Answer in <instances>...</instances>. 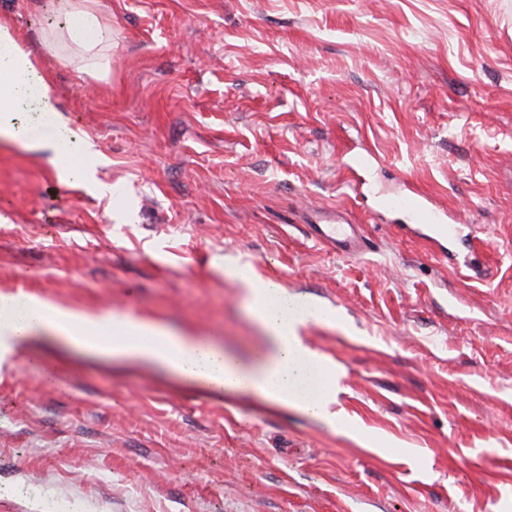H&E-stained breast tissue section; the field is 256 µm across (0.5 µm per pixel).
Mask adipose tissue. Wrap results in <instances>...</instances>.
I'll return each mask as SVG.
<instances>
[{
  "mask_svg": "<svg viewBox=\"0 0 512 512\" xmlns=\"http://www.w3.org/2000/svg\"><path fill=\"white\" fill-rule=\"evenodd\" d=\"M49 6L59 18L58 28L36 50L0 14V141L50 152L60 179L95 190L99 152L89 137L70 128L39 53L61 46L78 61L80 72L103 73L111 64L107 45L112 35L94 0H49ZM24 112L37 115L36 127L19 122ZM241 282L264 339L260 348L245 355L207 337L176 333L145 320L89 313L31 295L1 294L0 359L29 350L31 364L51 379L72 368L77 357L156 367L219 399L250 393L266 407L290 409L336 426L341 421L335 409L336 370L301 335L307 323L326 319V312L289 295L275 280L245 275ZM38 339L59 342L62 355L48 358L31 351Z\"/></svg>",
  "mask_w": 512,
  "mask_h": 512,
  "instance_id": "adipose-tissue-1",
  "label": "adipose tissue"
}]
</instances>
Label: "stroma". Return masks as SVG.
Segmentation results:
<instances>
[{
    "label": "stroma",
    "instance_id": "35a3bbf8",
    "mask_svg": "<svg viewBox=\"0 0 512 512\" xmlns=\"http://www.w3.org/2000/svg\"><path fill=\"white\" fill-rule=\"evenodd\" d=\"M105 80L44 56L95 192L0 143V293L246 353V272L331 310L329 428L161 369L0 362V512H512V0H97ZM31 46L45 0H0ZM374 160L348 186L355 152ZM415 190L439 245L384 196ZM342 206L364 248L316 244ZM397 205L406 207L419 216L421 224L426 226V236L436 242L452 240L458 233L455 224H447L448 215L444 211L434 208L430 201L417 193L403 196Z\"/></svg>",
    "mask_w": 512,
    "mask_h": 512
}]
</instances>
